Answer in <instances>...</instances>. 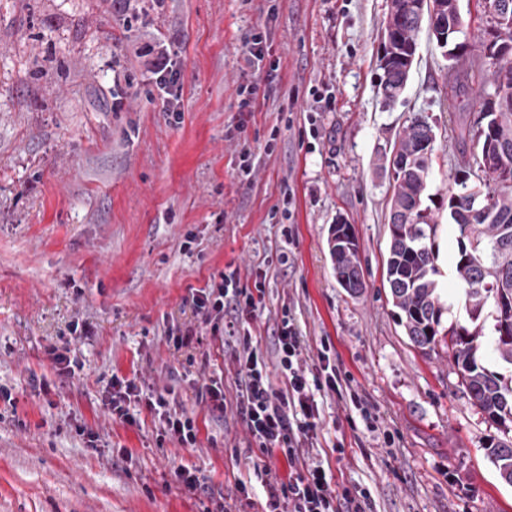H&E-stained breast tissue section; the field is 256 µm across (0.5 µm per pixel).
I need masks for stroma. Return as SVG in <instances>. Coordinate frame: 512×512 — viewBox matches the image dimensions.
Masks as SVG:
<instances>
[{
    "mask_svg": "<svg viewBox=\"0 0 512 512\" xmlns=\"http://www.w3.org/2000/svg\"><path fill=\"white\" fill-rule=\"evenodd\" d=\"M387 13V0H0V385L12 393L0 401V512H203L239 480L265 512L244 424L198 396L233 364L223 336L197 325L192 293L230 266L245 282L267 271L251 323L261 349L290 306L305 366L327 351L379 417L368 430L349 399L319 396L332 489L369 491L371 512H512V485L487 455L502 429L471 405L447 346H413L385 285L386 158L420 114L436 132L426 193L438 205L442 322L468 324L446 202L453 161L474 154L456 129L477 120L485 86L472 79L451 98L448 59L425 26L403 95L384 105ZM259 32L276 69L247 112L243 49ZM151 44L180 74L170 89L146 63ZM321 84L331 101L314 137L309 89ZM339 221L359 243L355 296L329 255ZM75 320L85 335L71 334ZM186 325L196 334L175 349L165 331ZM52 346L74 373H60ZM115 375L173 390L197 419L196 447L157 443L142 403L136 426L112 421L102 391ZM80 425L104 446L87 447ZM179 467L208 493L178 485Z\"/></svg>",
    "mask_w": 512,
    "mask_h": 512,
    "instance_id": "1",
    "label": "stroma"
}]
</instances>
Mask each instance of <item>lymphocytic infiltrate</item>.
<instances>
[{
  "label": "lymphocytic infiltrate",
  "mask_w": 512,
  "mask_h": 512,
  "mask_svg": "<svg viewBox=\"0 0 512 512\" xmlns=\"http://www.w3.org/2000/svg\"><path fill=\"white\" fill-rule=\"evenodd\" d=\"M266 276L257 273L252 287L241 286L237 271L221 273L219 280L206 283L193 297L197 316L203 323L220 322L224 333L235 344V388L225 394L222 379L213 378L198 391L213 410L232 412L245 425L250 447L265 456L282 454L290 472L280 478L271 467H264L265 484L271 508L284 512H338L337 500H344L347 512H366L367 493L343 491L335 495L322 463L303 454L305 445L316 436L319 410L316 392L327 390L342 394L343 385L337 373L324 375L307 371L302 361L303 342L289 316H282L273 332L276 363L285 386L274 388L268 364L253 343L251 332L241 331L242 317H256L264 307ZM145 402L162 423L161 435L182 447H195L198 427L195 419L177 409L174 400L154 387L115 377L105 389L103 405L112 420L134 424L130 411L134 402Z\"/></svg>",
  "instance_id": "obj_1"
}]
</instances>
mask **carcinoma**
Segmentation results:
<instances>
[{"label": "carcinoma", "instance_id": "1", "mask_svg": "<svg viewBox=\"0 0 512 512\" xmlns=\"http://www.w3.org/2000/svg\"><path fill=\"white\" fill-rule=\"evenodd\" d=\"M409 0H394L395 12L387 15L382 33L395 45L417 49L420 26L410 17ZM448 67V88L458 95L472 78V67L464 53L453 56ZM492 69L491 93L482 97L485 122L459 128L458 137L470 140L477 149L475 165L455 164L453 183L448 191V223L457 233L458 254L455 273L465 288V307L470 326L439 327L443 315L436 276V254L427 239L436 232L429 207L421 206L433 147L423 117L411 118L397 135L394 154L406 166L394 179L390 210L412 214L408 224H388L389 250L385 262V281L393 306L399 310L400 324L424 355L448 340L461 385L472 404L492 423L504 429L512 426V378L489 370L481 361L478 338L481 319L487 306H493L495 336L492 351L512 366V51L499 57L483 55ZM407 63L399 58L379 64L384 86L394 87L408 79ZM501 149L494 171L483 169L485 146ZM329 253L339 285L357 293L363 288L358 240L345 246L329 239ZM500 478L512 484V442L499 441L487 448Z\"/></svg>", "mask_w": 512, "mask_h": 512}]
</instances>
